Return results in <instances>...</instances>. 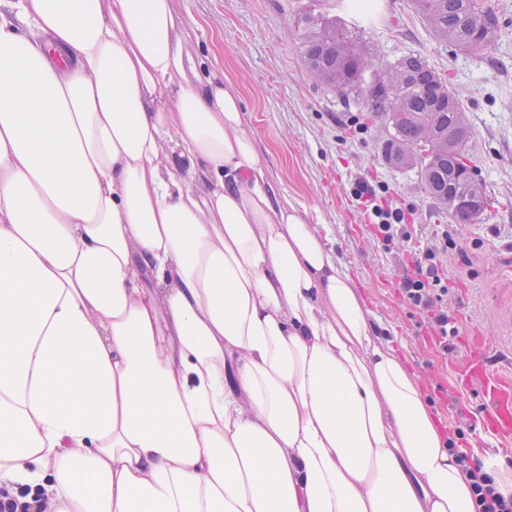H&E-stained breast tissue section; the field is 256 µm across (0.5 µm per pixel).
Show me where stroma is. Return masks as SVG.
<instances>
[{"instance_id":"obj_1","label":"stroma","mask_w":512,"mask_h":512,"mask_svg":"<svg viewBox=\"0 0 512 512\" xmlns=\"http://www.w3.org/2000/svg\"><path fill=\"white\" fill-rule=\"evenodd\" d=\"M499 19L488 51L470 53L437 41L411 0H378L366 18L338 0L331 12L360 25L381 60L416 54L458 94L472 129L467 153L484 182L488 206L478 223L458 227L449 251L448 312L460 335L487 336L489 368L512 377V278L500 265L512 251V0H482ZM190 34L199 76L223 70L237 86L246 127L268 163L279 193L307 207L327 235L374 314L405 343L402 350L443 421L465 430L482 458L512 459V440L493 441L478 429L483 416L479 383L456 396L448 374L464 346L444 352L422 319L411 316L399 290L409 253L427 243L446 211L434 206L414 171L386 158L380 123L355 105H343L317 83L302 62L299 18L317 0H175ZM387 184L399 203L411 206V241L384 250L352 198L357 181Z\"/></svg>"}]
</instances>
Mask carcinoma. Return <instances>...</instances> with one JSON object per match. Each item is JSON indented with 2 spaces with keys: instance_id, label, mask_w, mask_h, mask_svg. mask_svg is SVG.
<instances>
[{
  "instance_id": "carcinoma-1",
  "label": "carcinoma",
  "mask_w": 512,
  "mask_h": 512,
  "mask_svg": "<svg viewBox=\"0 0 512 512\" xmlns=\"http://www.w3.org/2000/svg\"><path fill=\"white\" fill-rule=\"evenodd\" d=\"M413 5L437 39L472 53L491 46L498 18L480 0H413ZM301 39L305 66L317 82L339 101H352L385 122L389 162L416 170L427 196L453 223H475L478 216L460 199L478 196L482 212L488 199L466 156L471 127L446 80L417 55L378 66L359 32L327 12L305 15ZM430 132L439 145L424 156L415 147Z\"/></svg>"
}]
</instances>
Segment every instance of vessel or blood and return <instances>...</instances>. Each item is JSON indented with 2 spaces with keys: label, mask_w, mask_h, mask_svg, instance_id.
Instances as JSON below:
<instances>
[{
  "label": "vessel or blood",
  "mask_w": 512,
  "mask_h": 512,
  "mask_svg": "<svg viewBox=\"0 0 512 512\" xmlns=\"http://www.w3.org/2000/svg\"><path fill=\"white\" fill-rule=\"evenodd\" d=\"M485 338L479 334L468 338V351L461 362L457 384L469 385L480 379L484 401L483 423L488 433L498 439H512V379L492 373L485 361Z\"/></svg>",
  "instance_id": "vessel-or-blood-1"
}]
</instances>
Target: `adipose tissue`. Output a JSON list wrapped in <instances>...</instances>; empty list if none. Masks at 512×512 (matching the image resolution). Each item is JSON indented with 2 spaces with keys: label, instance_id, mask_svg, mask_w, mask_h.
Here are the masks:
<instances>
[{
  "label": "adipose tissue",
  "instance_id": "1",
  "mask_svg": "<svg viewBox=\"0 0 512 512\" xmlns=\"http://www.w3.org/2000/svg\"><path fill=\"white\" fill-rule=\"evenodd\" d=\"M174 0H0V487L54 512H474Z\"/></svg>",
  "mask_w": 512,
  "mask_h": 512
}]
</instances>
